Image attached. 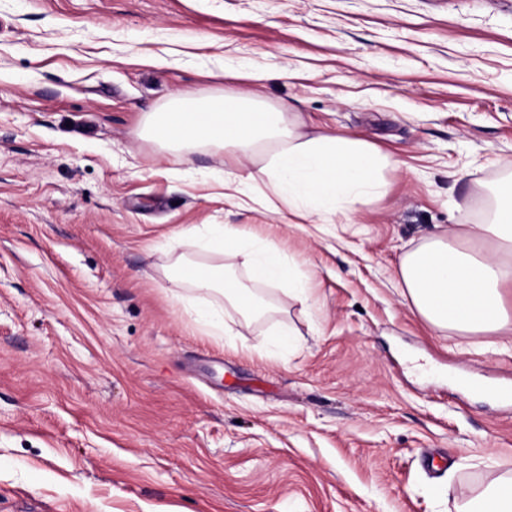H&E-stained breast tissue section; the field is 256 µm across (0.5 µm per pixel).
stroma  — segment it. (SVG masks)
Segmentation results:
<instances>
[{
  "mask_svg": "<svg viewBox=\"0 0 512 512\" xmlns=\"http://www.w3.org/2000/svg\"><path fill=\"white\" fill-rule=\"evenodd\" d=\"M225 89L373 144L386 193L299 224L141 137ZM511 170L512 0H0V512H461L512 471V335L460 347L397 270ZM193 224L307 300L206 335L165 274Z\"/></svg>",
  "mask_w": 512,
  "mask_h": 512,
  "instance_id": "35a3bbf8",
  "label": "stroma"
}]
</instances>
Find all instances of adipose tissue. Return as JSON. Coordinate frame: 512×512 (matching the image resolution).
Instances as JSON below:
<instances>
[{
    "label": "adipose tissue",
    "instance_id": "obj_1",
    "mask_svg": "<svg viewBox=\"0 0 512 512\" xmlns=\"http://www.w3.org/2000/svg\"><path fill=\"white\" fill-rule=\"evenodd\" d=\"M143 133L168 152L205 148L252 162L256 172H225V188H250L267 210L314 224L351 223L358 207L387 191L383 171L390 161L375 146L333 129L302 133L286 107L252 96L173 94L149 113ZM192 240L220 258L243 257L248 282H240L221 262L188 260L183 248ZM167 249L173 258L168 277L190 286L182 301L196 309L211 335L226 332L227 310L247 324L272 313L260 287H282L296 299L306 297V281L285 257L271 245L245 239L232 225L188 227L170 238ZM398 280L410 307L434 330L460 336L512 331V302L505 296L512 288V181L496 190L488 215L468 225L462 236L431 231L402 259ZM202 293L221 295L223 306L200 309Z\"/></svg>",
    "mask_w": 512,
    "mask_h": 512
}]
</instances>
